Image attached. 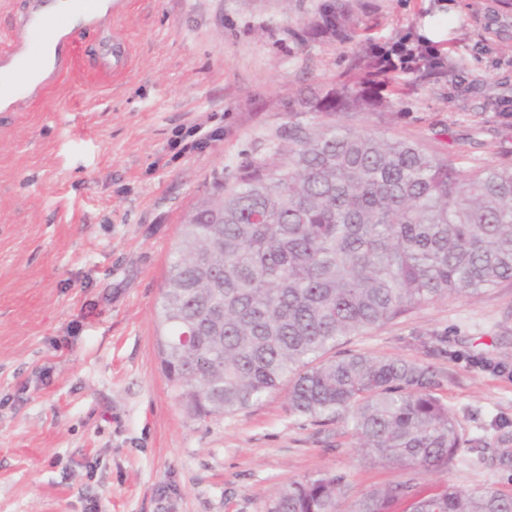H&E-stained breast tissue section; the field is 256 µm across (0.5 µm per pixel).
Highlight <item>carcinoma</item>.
<instances>
[{
  "mask_svg": "<svg viewBox=\"0 0 512 512\" xmlns=\"http://www.w3.org/2000/svg\"><path fill=\"white\" fill-rule=\"evenodd\" d=\"M311 28L344 18L325 0ZM354 86L289 106L279 164L244 169L183 219L157 308L167 379L193 417L236 415L288 384L292 413L343 419L358 447L410 469L449 465L466 443L432 392L430 367L336 347L417 306L512 279V165L459 170L417 143L336 126L373 104L392 71L369 54ZM312 114V120L302 115ZM328 471L278 490L268 512H337ZM512 512V496L414 478L362 495L352 512Z\"/></svg>",
  "mask_w": 512,
  "mask_h": 512,
  "instance_id": "1",
  "label": "carcinoma"
}]
</instances>
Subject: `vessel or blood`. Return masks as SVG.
Segmentation results:
<instances>
[{
    "mask_svg": "<svg viewBox=\"0 0 512 512\" xmlns=\"http://www.w3.org/2000/svg\"><path fill=\"white\" fill-rule=\"evenodd\" d=\"M126 7L127 0H25L0 49V112L42 101L73 73L84 31L102 36L101 69L118 68L112 22Z\"/></svg>",
    "mask_w": 512,
    "mask_h": 512,
    "instance_id": "vessel-or-blood-1",
    "label": "vessel or blood"
}]
</instances>
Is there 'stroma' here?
<instances>
[{"mask_svg": "<svg viewBox=\"0 0 512 512\" xmlns=\"http://www.w3.org/2000/svg\"><path fill=\"white\" fill-rule=\"evenodd\" d=\"M130 0L113 26L128 65L95 81L100 37L49 100L0 114V512H268L275 492L343 476L339 512L414 479L512 496V281L441 299L342 349L424 362L466 443L410 471L343 422L294 415L280 388L247 412L190 416L165 378L156 307L180 221L215 180L275 160L288 105L353 84L369 48L431 41L451 73L400 75L352 123L472 170L512 164V10L498 0ZM326 0L317 11L319 14V21L311 22V28L321 34H336V28L340 27L344 22L341 15L336 14V1Z\"/></svg>", "mask_w": 512, "mask_h": 512, "instance_id": "1", "label": "stroma"}]
</instances>
